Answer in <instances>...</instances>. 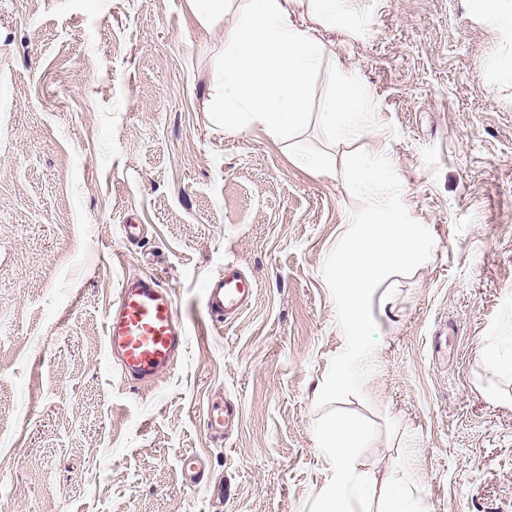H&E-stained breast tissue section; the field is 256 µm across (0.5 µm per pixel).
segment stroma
<instances>
[{"mask_svg":"<svg viewBox=\"0 0 512 512\" xmlns=\"http://www.w3.org/2000/svg\"><path fill=\"white\" fill-rule=\"evenodd\" d=\"M235 20L202 25L189 0H0V512H319L337 420L365 435L354 512H392L398 466L414 512H512V373L486 356L512 351V86L493 83L512 44L468 0H347L309 122L230 134L206 94ZM338 64L374 114L344 142L316 118ZM359 149L389 159L434 247L373 294L392 312L364 397L320 408L345 344L322 268ZM228 262L257 291L216 328L202 290ZM150 275L188 336L140 387L105 319L124 278ZM227 404L219 436L206 413Z\"/></svg>","mask_w":512,"mask_h":512,"instance_id":"1","label":"stroma"}]
</instances>
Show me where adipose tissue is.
Returning a JSON list of instances; mask_svg holds the SVG:
<instances>
[{
  "instance_id": "1",
  "label": "adipose tissue",
  "mask_w": 512,
  "mask_h": 512,
  "mask_svg": "<svg viewBox=\"0 0 512 512\" xmlns=\"http://www.w3.org/2000/svg\"><path fill=\"white\" fill-rule=\"evenodd\" d=\"M203 24L234 9L236 22L225 28L221 53L213 63L210 92L225 130L252 124L283 136L308 118L306 90L321 67L327 46L320 28L334 19L345 0H192ZM365 87L352 76L334 82L318 119L335 139L345 140L371 124ZM364 436L345 425L325 432L320 446L336 469L325 512H351L367 485L356 475L352 455Z\"/></svg>"
}]
</instances>
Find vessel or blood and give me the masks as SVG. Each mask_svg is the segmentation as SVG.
Returning a JSON list of instances; mask_svg holds the SVG:
<instances>
[{"mask_svg": "<svg viewBox=\"0 0 512 512\" xmlns=\"http://www.w3.org/2000/svg\"><path fill=\"white\" fill-rule=\"evenodd\" d=\"M256 282L233 264L204 287V306L217 325L250 306ZM187 328L171 292L156 276L125 279L106 315V344L125 379L154 384L183 352Z\"/></svg>", "mask_w": 512, "mask_h": 512, "instance_id": "1", "label": "vessel or blood"}]
</instances>
